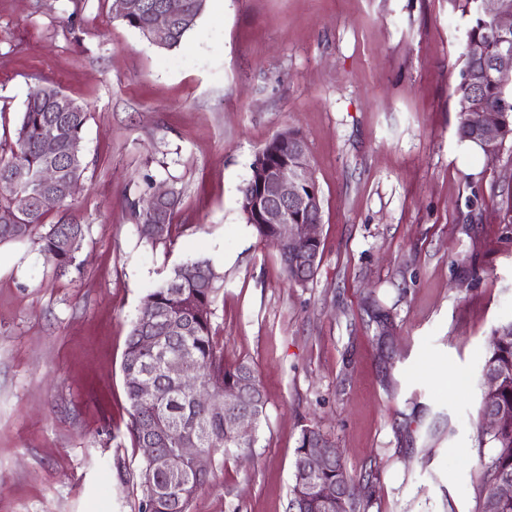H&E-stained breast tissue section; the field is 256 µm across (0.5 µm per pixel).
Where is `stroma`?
<instances>
[{"instance_id": "obj_1", "label": "stroma", "mask_w": 512, "mask_h": 512, "mask_svg": "<svg viewBox=\"0 0 512 512\" xmlns=\"http://www.w3.org/2000/svg\"><path fill=\"white\" fill-rule=\"evenodd\" d=\"M468 28L456 0H206L164 49L112 0H0V149L36 88L89 113L83 187L45 217L88 224L80 271L0 243V512H138L126 341L146 294L202 259L223 277L224 361L251 364L266 419L250 453H215L191 512H288L306 424L365 512H478L482 364L512 318V140L491 158L457 138ZM287 128L322 199L302 286L240 204ZM161 186L181 200L154 244L130 202Z\"/></svg>"}]
</instances>
